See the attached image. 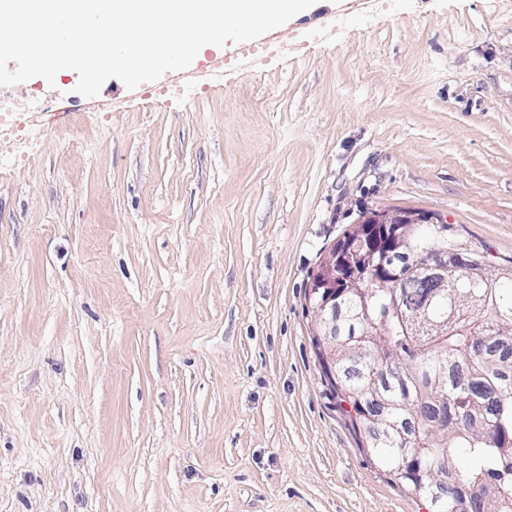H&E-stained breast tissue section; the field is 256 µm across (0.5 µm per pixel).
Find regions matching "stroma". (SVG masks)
I'll return each mask as SVG.
<instances>
[{
    "label": "stroma",
    "instance_id": "35a3bbf8",
    "mask_svg": "<svg viewBox=\"0 0 512 512\" xmlns=\"http://www.w3.org/2000/svg\"><path fill=\"white\" fill-rule=\"evenodd\" d=\"M257 42L7 87L0 512H430L362 448L308 294L373 210L512 259V0H317Z\"/></svg>",
    "mask_w": 512,
    "mask_h": 512
}]
</instances>
